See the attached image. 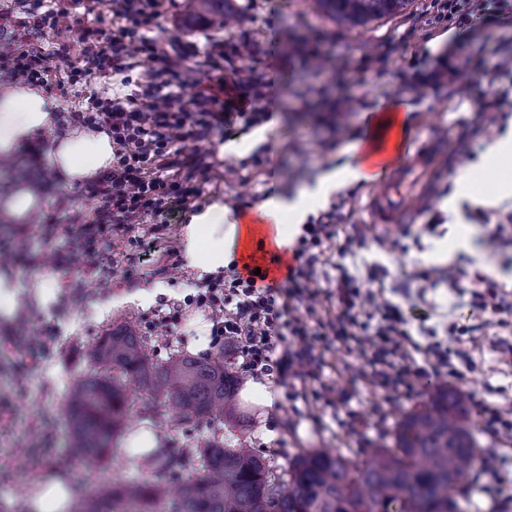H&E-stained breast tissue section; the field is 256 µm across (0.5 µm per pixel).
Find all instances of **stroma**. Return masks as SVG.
I'll list each match as a JSON object with an SVG mask.
<instances>
[{
    "instance_id": "stroma-1",
    "label": "stroma",
    "mask_w": 512,
    "mask_h": 512,
    "mask_svg": "<svg viewBox=\"0 0 512 512\" xmlns=\"http://www.w3.org/2000/svg\"><path fill=\"white\" fill-rule=\"evenodd\" d=\"M237 21L225 37L247 51L225 65V77L264 73L275 86L268 105L275 120L270 143L239 154L230 144L246 143L251 127L236 123L228 132L202 143L210 171L196 175L201 190L197 206L219 199L234 211L251 214L272 198H292L326 172L355 165L365 125L386 105L409 109L407 141L428 140L436 168L414 201L415 213L402 229L381 235L363 209L366 181L334 189L327 200L312 203L308 215L336 210V243L352 240L355 260L384 267V278L364 279L365 290L383 295L409 310L421 329L442 331L440 315L450 312L457 325L473 329L479 347L475 367L462 378H418L412 389L386 394L367 379L364 357L339 346L327 358L322 379L333 388L330 401L273 390L270 411L244 406L245 421L222 426L255 448L273 474H281L296 456L326 448L368 460V448L381 445L396 421L427 401L440 386L469 395L467 416L476 428L482 465L512 457V440L499 442L484 429V413L512 406V367L497 362L490 348L493 330L486 314L473 309L470 293L449 288L446 277L457 268L492 275L512 291V235L496 237L491 218L512 210V197L498 195L503 176L512 175V159L494 171L478 172L487 149L512 138V13L488 18L476 29L435 25L427 0H414L403 14L346 28L318 12L312 0H228ZM188 0H164L160 34L166 49L201 40L203 26L186 21ZM460 68L439 86L414 91V71L429 73L442 65ZM481 70L492 85L468 87L469 75ZM482 202H474L473 191ZM148 225L114 232L111 247H100L97 268L84 263L73 224H59L52 238L36 235L34 222L0 211V245L28 238L34 266L18 273L27 286L56 275L58 304L72 307L60 318L55 307H30L18 320L0 321V512H30L28 494L67 457L64 395L74 377L93 373L87 347L128 322L143 336L154 362L184 350V328L196 314L186 304L200 281L183 268L179 222L161 232L150 261H143L141 241ZM438 270L435 283L414 281L417 266ZM182 301L177 321H170L171 301ZM45 344V354L29 357V338ZM496 478L498 496L477 478L466 512H512V465Z\"/></svg>"
}]
</instances>
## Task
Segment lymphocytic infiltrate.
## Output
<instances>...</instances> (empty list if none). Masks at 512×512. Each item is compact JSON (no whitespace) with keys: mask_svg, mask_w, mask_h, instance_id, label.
Returning <instances> with one entry per match:
<instances>
[{"mask_svg":"<svg viewBox=\"0 0 512 512\" xmlns=\"http://www.w3.org/2000/svg\"><path fill=\"white\" fill-rule=\"evenodd\" d=\"M111 31L85 26L77 41L76 63L60 69L54 54H67V42L56 53L40 46L44 36L58 32L62 10L58 0H21L23 15L0 16V82L23 81L49 92L67 94L69 88L98 75H125L137 68L141 55L156 66L149 78L134 82L129 93L108 96L95 92L87 105L60 114L61 124L106 130L112 137V167L85 185L96 200L92 212H69L68 223L81 227L87 263L97 266L95 243L111 241L113 230L132 224L163 228L198 197L190 173L206 171L204 155L188 154L184 142H204L235 122L258 125L269 115L258 107L266 76L221 81L196 91L193 73L224 69L223 36L205 34L203 43H188L185 54L194 66L172 59L154 32L160 27L161 0H114ZM436 23L464 28L482 22L488 14L504 12L512 0H433ZM334 214L327 213L305 225L298 240L300 263L289 269L285 285H261L254 277L229 275L209 283L192 296L196 307L207 311L215 340L236 342L246 370L273 376L277 385L290 377L315 381L311 394L326 398L328 385L319 383L326 353L345 345L362 354L370 380L393 393L412 388L424 370L436 376H459L473 369L470 350L462 338L453 344H420L410 335L399 305L362 289L359 280L344 273L332 288L319 293L312 284L325 263L323 245L334 235ZM472 303L494 314L497 327L511 326L503 317L512 302L490 275L477 272L469 280ZM423 354L427 366L415 365Z\"/></svg>","mask_w":512,"mask_h":512,"instance_id":"f902f5d3","label":"lymphocytic infiltrate"}]
</instances>
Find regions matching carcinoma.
I'll return each mask as SVG.
<instances>
[{"mask_svg":"<svg viewBox=\"0 0 512 512\" xmlns=\"http://www.w3.org/2000/svg\"><path fill=\"white\" fill-rule=\"evenodd\" d=\"M227 0H189V21L225 23ZM346 26L405 12L413 0H314ZM91 361L112 375L75 379L65 397L72 458L89 469L122 452L133 408L129 385L147 393L140 417L153 428L172 420L179 428L201 421L240 420L238 378L224 367V354L198 360L180 352L152 362L143 337L130 324L112 327L90 347ZM467 419V397L441 387L397 423L392 444L373 452L364 466L340 453L312 448L288 466L283 490L274 497L263 459L241 444L229 447L221 434L194 441L176 458L156 448L138 462L152 477L98 486L72 499L68 512H462L457 491L480 461Z\"/></svg>","mask_w":512,"mask_h":512,"instance_id":"cac0c4a2","label":"carcinoma"}]
</instances>
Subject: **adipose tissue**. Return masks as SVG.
<instances>
[{
    "mask_svg": "<svg viewBox=\"0 0 512 512\" xmlns=\"http://www.w3.org/2000/svg\"><path fill=\"white\" fill-rule=\"evenodd\" d=\"M60 103L55 96L20 83L0 85V160L13 158L25 143L45 132L53 138L46 159L62 185L86 183L112 166V139L104 131L73 126L54 134L55 114ZM389 117L398 137L371 150L368 158L322 177L313 187H302L294 199H273L258 212L259 223L243 224L223 202L216 201L190 213L180 227L183 244L182 264L196 279L223 273L229 267L247 268L248 249L255 237L279 257H286L293 238L299 234L296 224L280 223L282 212L304 215L308 202L326 196L337 180L358 181L374 177L376 162L398 152L406 133L403 108L388 105Z\"/></svg>",
    "mask_w": 512,
    "mask_h": 512,
    "instance_id": "adipose-tissue-1",
    "label": "adipose tissue"
}]
</instances>
